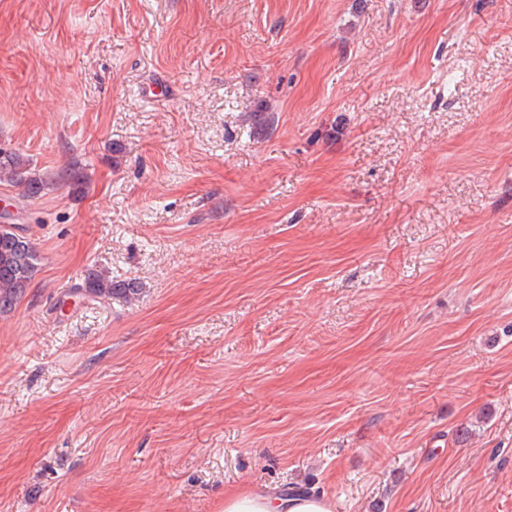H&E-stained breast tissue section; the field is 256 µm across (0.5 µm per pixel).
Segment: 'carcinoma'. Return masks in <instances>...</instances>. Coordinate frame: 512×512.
<instances>
[{"label":"carcinoma","instance_id":"cac0c4a2","mask_svg":"<svg viewBox=\"0 0 512 512\" xmlns=\"http://www.w3.org/2000/svg\"><path fill=\"white\" fill-rule=\"evenodd\" d=\"M2 179L17 188L22 199L37 196L43 188V180L31 172L20 153L1 147ZM39 264V254L30 239L18 240L15 234L0 227V316L15 309L38 272ZM82 291L90 299L104 301L137 294L134 285L120 283L98 273L89 274Z\"/></svg>","mask_w":512,"mask_h":512}]
</instances>
